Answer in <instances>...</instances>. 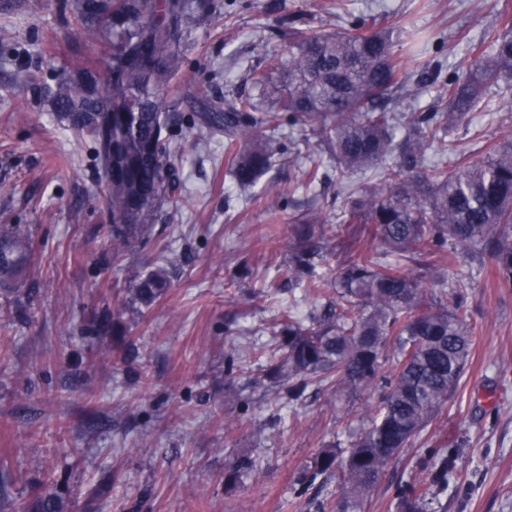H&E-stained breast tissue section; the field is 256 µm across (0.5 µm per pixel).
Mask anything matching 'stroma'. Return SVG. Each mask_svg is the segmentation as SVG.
I'll list each match as a JSON object with an SVG mask.
<instances>
[{
	"label": "stroma",
	"instance_id": "1",
	"mask_svg": "<svg viewBox=\"0 0 512 512\" xmlns=\"http://www.w3.org/2000/svg\"><path fill=\"white\" fill-rule=\"evenodd\" d=\"M355 13L400 22L427 59L465 70L464 51H441L440 35L480 39L512 0H351ZM333 32L336 0H224L180 46L184 96L168 135L181 182L149 238L113 259L112 216L87 140L52 112L29 75L54 82L82 68L105 71L110 43L79 35L75 0H0V224H23L35 252L15 294L0 296V460L27 496L52 471L68 512H336L332 485L301 491L297 477L322 448L347 435L329 391L308 390L289 407L264 379L288 307L320 311L289 280L288 200L269 206L270 185L299 177L284 154L249 190L224 166V135L200 150L201 106L247 94L249 66L288 60L294 16ZM282 146L307 141L322 179L299 195L336 237L338 183L329 150L311 130L281 125ZM512 141V112H477L455 131L465 160ZM174 259L171 285L151 306H129L138 272ZM477 334L466 372L437 418L380 476L363 512H394L398 484L431 486L417 463L454 449L455 470L436 491L435 512H512V288L497 284L489 254L461 264ZM119 317L124 337L102 333ZM111 356L99 358L101 348ZM233 374L238 397H224ZM257 462L233 492L224 471L241 455Z\"/></svg>",
	"mask_w": 512,
	"mask_h": 512
}]
</instances>
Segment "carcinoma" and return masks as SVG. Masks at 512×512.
Segmentation results:
<instances>
[{
  "mask_svg": "<svg viewBox=\"0 0 512 512\" xmlns=\"http://www.w3.org/2000/svg\"><path fill=\"white\" fill-rule=\"evenodd\" d=\"M217 0H77L81 35L91 44L112 36V61L103 77L85 70L39 88L71 129L95 146L107 183L112 215L110 245L118 258L132 241L150 234L165 201L180 183L174 178L170 142L164 131L174 120L180 93L179 51L191 21L217 12ZM349 16L334 33L288 26L285 76L251 67L254 94L236 95L199 115L209 130L224 133V161L236 185L251 187L270 170L280 149L263 134L281 125H307L326 140L336 172L345 179L371 168L383 180L364 189L342 186L336 211L341 224H371L369 239L343 247L334 287L316 272L321 256V219L303 211L288 214L295 240L288 268L304 295L326 298L319 318L288 312L282 321L280 354L265 376L299 401L310 386H327L336 410L352 414L360 392L381 390L369 424L343 448L320 450L299 479L307 490L322 474L336 478V512H362L381 473L417 438L455 391L476 336L467 326L468 307L454 280L439 279V292L425 278L441 266L489 253L498 282L512 288V144H492L462 166L448 147L454 128L474 112L490 108L486 91L500 89L497 110L512 111V15L503 11L494 29L464 48L466 70L442 77L438 61H420L417 81L407 71L409 54L397 48L398 24ZM413 83V98L436 86L427 104L399 111L395 96ZM275 96L272 106L258 101ZM320 179V165L303 171L301 185L276 187L272 206ZM32 258L28 228L0 224V288L24 281ZM170 282L156 267L128 289L129 299L148 306ZM451 305H446V302ZM254 472L242 457L225 470L226 491ZM429 489L405 485L395 495L396 512H429ZM15 512H65L63 497L38 486Z\"/></svg>",
  "mask_w": 512,
  "mask_h": 512,
  "instance_id": "carcinoma-1",
  "label": "carcinoma"
}]
</instances>
